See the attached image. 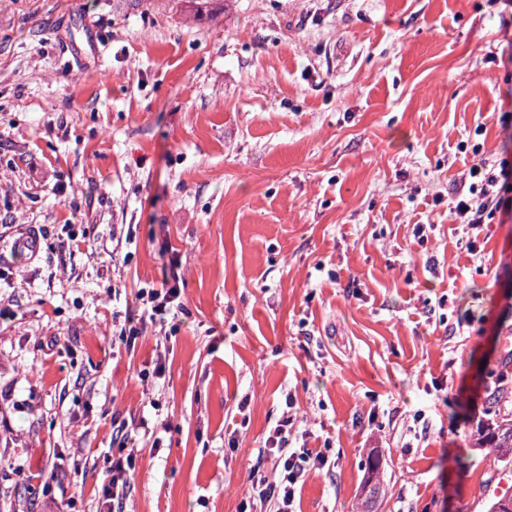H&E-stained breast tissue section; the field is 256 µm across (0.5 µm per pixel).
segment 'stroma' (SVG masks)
<instances>
[{
    "label": "stroma",
    "instance_id": "obj_1",
    "mask_svg": "<svg viewBox=\"0 0 512 512\" xmlns=\"http://www.w3.org/2000/svg\"><path fill=\"white\" fill-rule=\"evenodd\" d=\"M511 124L503 0H0V235L43 232L0 268V512H99L144 421L124 512H239L286 412L330 461L297 512H357L374 453L381 512H487L512 213L449 204ZM170 278L166 277L159 288H139L136 298L141 302L142 313L137 323L141 326L147 322L164 321L168 315L172 320L178 317V313L185 315L186 310L180 301V289L177 274L171 272ZM500 391L491 392L488 396V404L486 411L482 417H477L475 430L471 434L476 450L485 452L487 456L493 459L494 463L501 464L505 467H512V414L501 415L496 406Z\"/></svg>",
    "mask_w": 512,
    "mask_h": 512
}]
</instances>
